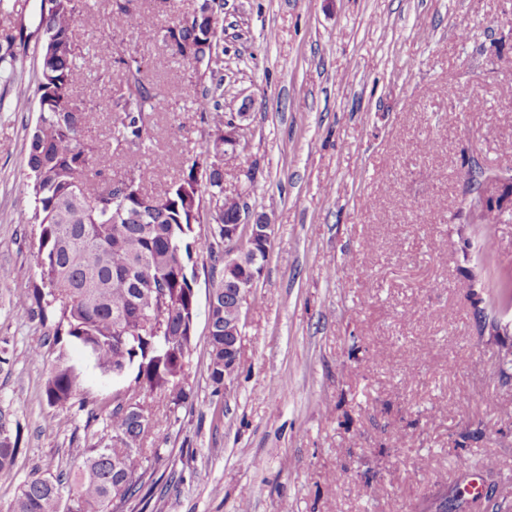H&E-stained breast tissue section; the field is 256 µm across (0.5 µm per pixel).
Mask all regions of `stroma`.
<instances>
[{
	"label": "stroma",
	"mask_w": 512,
	"mask_h": 512,
	"mask_svg": "<svg viewBox=\"0 0 512 512\" xmlns=\"http://www.w3.org/2000/svg\"><path fill=\"white\" fill-rule=\"evenodd\" d=\"M83 4L95 21L79 26L80 48L134 45L170 103L142 160L172 180L209 137L182 94L209 72L113 28L107 0ZM39 20L40 0L0 14V38L29 35L27 85ZM221 25L220 101L246 127L224 158V195L243 202L241 223L270 221L272 247L223 386L208 370L218 278L193 258L186 398L154 403L145 512H421L443 492L456 512H494L472 494L484 483L512 506V366L499 363L512 311L487 312L484 288L486 255L512 271V221L486 239L459 215L464 162L512 175V0H224ZM37 119L36 101L16 107L0 82V411L22 429L0 512L24 482L76 470L122 386L79 348L46 344L47 326L13 305L39 282L33 228L16 221L32 207ZM61 354L82 374L67 409L44 394Z\"/></svg>",
	"instance_id": "stroma-1"
}]
</instances>
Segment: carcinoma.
I'll return each mask as SVG.
<instances>
[{
	"label": "carcinoma",
	"mask_w": 512,
	"mask_h": 512,
	"mask_svg": "<svg viewBox=\"0 0 512 512\" xmlns=\"http://www.w3.org/2000/svg\"><path fill=\"white\" fill-rule=\"evenodd\" d=\"M136 0H109L113 27L135 30ZM224 0H197L195 8L155 31L184 64L194 66L189 44L212 41ZM82 0H51L40 8V75L34 89L39 118L26 145L28 188L34 207L18 215L31 224L37 240L40 283L16 296L19 308L51 321L54 342L64 336L79 347L103 375L134 376L124 386L122 403L108 415L107 433L85 448L74 477L39 476L25 482L9 512H117L132 500L144 502L140 441L150 428L146 396L185 398L186 364L192 351L187 335L197 315L193 254L205 253L219 271L215 304L208 306L209 372L224 384V327L238 307L224 300V225L239 220V203L224 198V111L219 99L190 80L183 94L211 125L201 162L195 160L171 181L154 182L153 170L139 157L154 115L168 102L147 87L144 62L127 43L109 42L98 52H83L74 28ZM10 36L0 42V80L13 84L24 70L26 53ZM120 69L112 80L107 62ZM84 70L106 85L115 114L107 142L89 136L95 113L76 92V72ZM126 158L125 174L92 183L86 172L102 174L112 158ZM206 184L208 197L200 193ZM215 230L193 235L202 210ZM491 310L512 308V274L500 272L488 294ZM81 387V373L59 354L49 369L44 394L49 405L69 408ZM20 452V425L0 412V474L13 470ZM119 505H113V501Z\"/></svg>",
	"instance_id": "obj_1"
}]
</instances>
